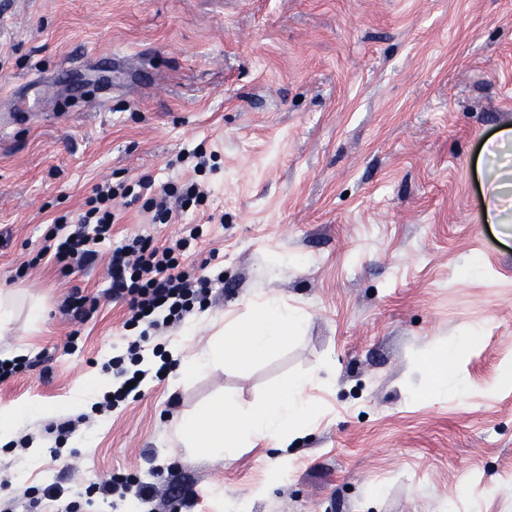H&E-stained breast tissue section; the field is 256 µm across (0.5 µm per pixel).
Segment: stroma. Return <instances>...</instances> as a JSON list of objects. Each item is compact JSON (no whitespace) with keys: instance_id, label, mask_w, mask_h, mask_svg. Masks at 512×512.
Segmentation results:
<instances>
[{"instance_id":"35a3bbf8","label":"stroma","mask_w":512,"mask_h":512,"mask_svg":"<svg viewBox=\"0 0 512 512\" xmlns=\"http://www.w3.org/2000/svg\"><path fill=\"white\" fill-rule=\"evenodd\" d=\"M31 80L49 87L33 108ZM508 128L512 0H0V290L43 302L0 353L44 357L0 382V407H46L18 428L33 449L0 447V512H512V194L506 223L483 215L502 171L484 145ZM142 178L93 264L37 259L98 183ZM192 180L206 203L154 223L163 187ZM187 224L204 233L182 267L223 282L180 325L128 326L112 249ZM76 287L97 301L82 322L63 311ZM261 293L301 331L179 381ZM134 340L164 378L102 415L68 407ZM443 347L441 392L422 358ZM296 377L314 413L287 447L180 443L181 416ZM119 475L149 502L91 492Z\"/></svg>"}]
</instances>
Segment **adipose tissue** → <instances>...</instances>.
Segmentation results:
<instances>
[{"label": "adipose tissue", "mask_w": 512, "mask_h": 512, "mask_svg": "<svg viewBox=\"0 0 512 512\" xmlns=\"http://www.w3.org/2000/svg\"><path fill=\"white\" fill-rule=\"evenodd\" d=\"M304 323L303 313L274 295L261 296L250 316L224 327L225 341L210 343L207 351L191 361L180 362L177 374L188 380L224 365L226 359L254 361L287 343ZM307 378L282 385L264 404L242 410L224 398L204 411L187 415L175 423L180 442L207 454L221 455L252 441L287 443L290 430L302 427L310 408L304 398Z\"/></svg>", "instance_id": "adipose-tissue-1"}]
</instances>
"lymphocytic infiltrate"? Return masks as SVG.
<instances>
[{
	"instance_id": "1",
	"label": "lymphocytic infiltrate",
	"mask_w": 512,
	"mask_h": 512,
	"mask_svg": "<svg viewBox=\"0 0 512 512\" xmlns=\"http://www.w3.org/2000/svg\"><path fill=\"white\" fill-rule=\"evenodd\" d=\"M128 188L111 183L95 186L76 221L58 217L45 238L38 258L52 257L65 266L83 267L96 256V246L112 235V202L127 196ZM203 235L199 224L189 225L185 237L170 246H157L150 238L136 236L113 249L110 268L112 294L128 304L131 323L145 322L152 329L180 324L194 305L204 303L213 280L180 266L179 256Z\"/></svg>"
}]
</instances>
